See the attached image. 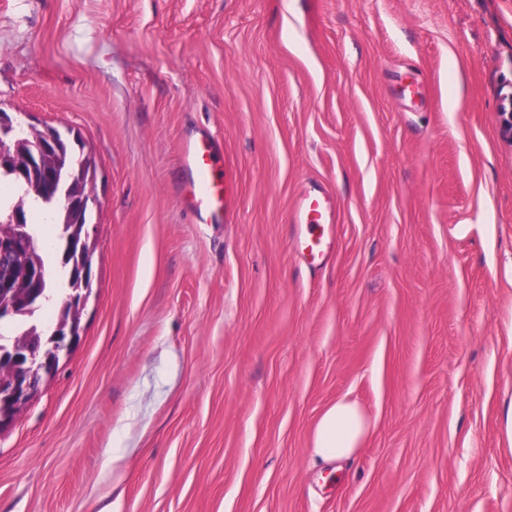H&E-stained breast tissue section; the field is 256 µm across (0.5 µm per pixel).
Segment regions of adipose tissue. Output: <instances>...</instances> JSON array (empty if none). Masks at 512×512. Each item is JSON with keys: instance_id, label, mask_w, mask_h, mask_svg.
<instances>
[{"instance_id": "adipose-tissue-1", "label": "adipose tissue", "mask_w": 512, "mask_h": 512, "mask_svg": "<svg viewBox=\"0 0 512 512\" xmlns=\"http://www.w3.org/2000/svg\"><path fill=\"white\" fill-rule=\"evenodd\" d=\"M368 429L369 422L355 401L346 397L336 399L318 421L312 446L314 461L332 464L351 458Z\"/></svg>"}]
</instances>
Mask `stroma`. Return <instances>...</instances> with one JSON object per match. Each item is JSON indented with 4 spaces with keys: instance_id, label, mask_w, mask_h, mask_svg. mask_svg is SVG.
Here are the masks:
<instances>
[{
    "instance_id": "35a3bbf8",
    "label": "stroma",
    "mask_w": 512,
    "mask_h": 512,
    "mask_svg": "<svg viewBox=\"0 0 512 512\" xmlns=\"http://www.w3.org/2000/svg\"><path fill=\"white\" fill-rule=\"evenodd\" d=\"M510 96L512 0H0V110L96 163L84 339L0 434V512H512ZM343 396L371 429L317 465ZM181 159L190 173L186 186L188 200L201 218L223 214L225 219L236 208V183L232 170L224 163L218 167L220 156L210 139L186 141ZM335 219L331 202L326 197L306 196L300 201L294 220L297 224H306L309 236L306 248L313 257L324 254L329 247L324 225L334 224Z\"/></svg>"
}]
</instances>
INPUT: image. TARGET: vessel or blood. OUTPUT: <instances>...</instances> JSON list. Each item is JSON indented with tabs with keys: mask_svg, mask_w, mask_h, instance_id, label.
Returning <instances> with one entry per match:
<instances>
[{
	"mask_svg": "<svg viewBox=\"0 0 512 512\" xmlns=\"http://www.w3.org/2000/svg\"><path fill=\"white\" fill-rule=\"evenodd\" d=\"M181 159L190 173L186 186L188 200L199 216H232L236 208V183L232 170L220 167V156L210 139L186 141ZM297 223L306 225L307 247L311 255L325 253L330 242L325 227L334 223L330 201L324 197H304L295 212Z\"/></svg>",
	"mask_w": 512,
	"mask_h": 512,
	"instance_id": "b4317fda",
	"label": "vessel or blood"
}]
</instances>
